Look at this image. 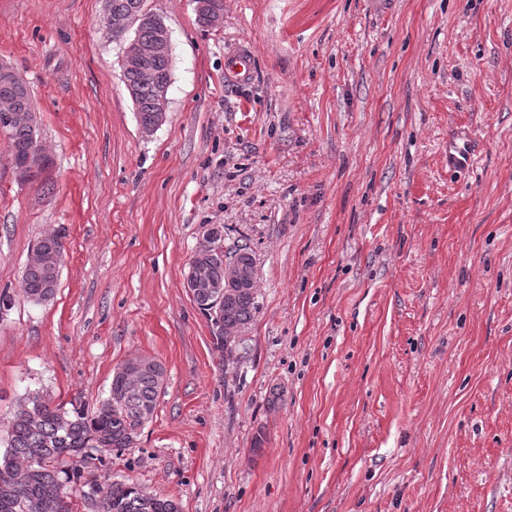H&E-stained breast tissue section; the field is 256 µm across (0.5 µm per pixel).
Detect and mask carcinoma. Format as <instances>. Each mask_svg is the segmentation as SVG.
I'll use <instances>...</instances> for the list:
<instances>
[{
    "instance_id": "1",
    "label": "carcinoma",
    "mask_w": 512,
    "mask_h": 512,
    "mask_svg": "<svg viewBox=\"0 0 512 512\" xmlns=\"http://www.w3.org/2000/svg\"><path fill=\"white\" fill-rule=\"evenodd\" d=\"M112 16L135 21L134 33L142 43L153 38V28L142 17L148 14L145 0H109ZM124 84L131 97L139 124L153 125L159 119L160 99L172 83V55L151 57L144 64L123 69ZM0 99L13 102L17 112H35L30 87L14 72L0 78ZM39 127L0 121V133L10 144L12 164H25L32 157V144L40 141ZM41 250L64 253L62 235L52 233L36 243ZM254 265L248 243L225 248L209 258L211 276L224 281V261ZM60 272L42 265H27L22 275L26 298L40 303L51 300L58 288ZM258 309L257 291L224 299V322L248 326ZM165 370L155 359L126 379L114 370L109 394L92 412L66 411L51 402H32L14 413L6 449L0 455V476H18L16 483H0V512H80L79 504L66 492L67 483L80 472L78 463L89 448L126 449L135 444L140 431L155 411ZM105 494L107 512H180L172 498L160 497L134 484L102 483L84 494L91 507V493Z\"/></svg>"
}]
</instances>
